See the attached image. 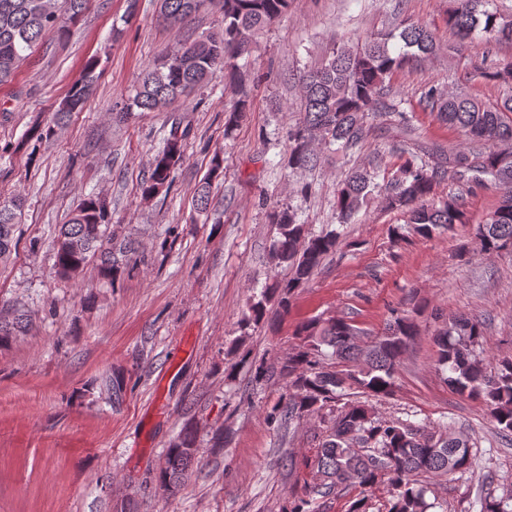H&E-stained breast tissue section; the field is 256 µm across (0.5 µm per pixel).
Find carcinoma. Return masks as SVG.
Masks as SVG:
<instances>
[{"label": "carcinoma", "mask_w": 512, "mask_h": 512, "mask_svg": "<svg viewBox=\"0 0 512 512\" xmlns=\"http://www.w3.org/2000/svg\"><path fill=\"white\" fill-rule=\"evenodd\" d=\"M207 0H160L159 17L170 25L183 23L197 14ZM223 15L222 29L168 52L157 64L139 74L131 103L114 112L118 122L129 112H159L172 102L190 95L216 71L226 68L232 80L243 77L233 61L251 51L255 36L279 17L288 0H215ZM493 0H454L446 24L465 39L476 31L496 43H512V18L492 8ZM89 0H0V86L11 83L25 52L42 35L55 31L68 34L69 25L79 20ZM400 42L397 48L390 41ZM437 50L434 32L419 23H404L398 33L370 38L332 51L327 63L298 77L302 118L289 132L288 166L303 168L314 161L320 143H340L356 147L367 134V119L399 110L390 89L394 71L411 59H424ZM97 59L89 60L81 81L53 113V127L67 124L80 110L95 84ZM473 77L489 82H512V62L502 67L479 68ZM423 109L436 113L443 123L463 132L478 149L448 153V167H426L407 159L393 174L379 204L387 211H402L417 233L428 236L436 229L452 230L469 223L467 212L455 198L440 205L427 204L447 169L484 187L502 191L498 206L484 223L474 228L480 252L512 253V96L495 104H482L462 92L444 96L430 87L422 94ZM249 94L243 91L234 108L225 116L230 131L243 112L250 111ZM189 129L171 131L154 157L150 174L138 185L140 197L150 200L167 195L170 172L184 159ZM381 170H351L336 193L339 223L347 224L358 213L367 197L378 187ZM211 182H203L193 199L194 209L205 213L211 204ZM278 230L272 244L277 265L290 271L289 278L277 280L270 291L249 304L248 322L268 319V304L276 302L281 314L288 313L294 289L308 282L322 260L336 249L337 232L311 236L295 214L281 207L270 212ZM112 213L101 196L82 198L68 223L61 225L53 241L55 273L73 279L88 266L97 278L114 283L118 274L133 260L136 250L130 239L112 238ZM21 220V202L16 198L0 201V260L17 249L15 238ZM30 315L20 306L0 309V349L28 331ZM363 332L344 317L313 320L298 330L297 343L285 360L276 365L250 366L253 378L279 377L288 388L267 416L270 423L283 419L307 420L318 417L325 427L317 436L312 464V485L305 496L288 498V512H317V499L338 489L358 487L347 512H369V492L385 485L389 498L385 512H428L426 488L417 477H443L465 472L472 465L470 437L462 431L435 430L406 425L378 416L364 401L347 403L336 410L345 392L355 389L386 398L396 387V373L414 337V318L404 312L392 314L386 332L362 341ZM484 338L481 323L463 315L448 320L434 338L437 364L448 372L452 390L482 400L492 419L503 432L512 433V360L505 359L494 369L487 368L473 347ZM200 463L197 433L184 426L171 442L164 466L159 472L163 491L174 494L185 482L189 470Z\"/></svg>", "instance_id": "carcinoma-1"}]
</instances>
